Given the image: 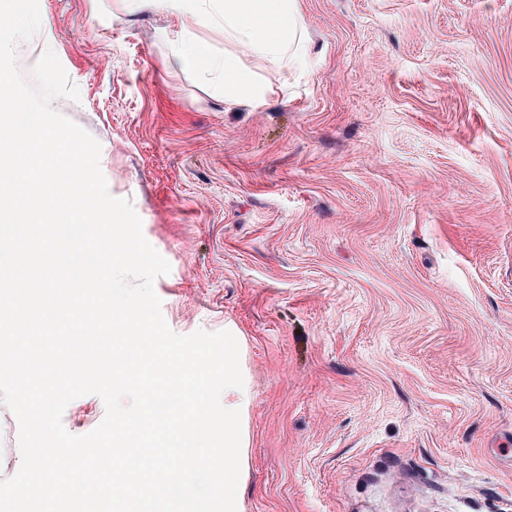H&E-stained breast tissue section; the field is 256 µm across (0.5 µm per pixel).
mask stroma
I'll list each match as a JSON object with an SVG mask.
<instances>
[{
	"instance_id": "1",
	"label": "stroma",
	"mask_w": 512,
	"mask_h": 512,
	"mask_svg": "<svg viewBox=\"0 0 512 512\" xmlns=\"http://www.w3.org/2000/svg\"><path fill=\"white\" fill-rule=\"evenodd\" d=\"M39 2L18 68L50 49L78 87L53 106L170 264L166 323L242 342L243 512H512V0H298L306 54L229 109L176 18Z\"/></svg>"
}]
</instances>
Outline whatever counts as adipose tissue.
Wrapping results in <instances>:
<instances>
[{
	"label": "adipose tissue",
	"instance_id": "obj_1",
	"mask_svg": "<svg viewBox=\"0 0 512 512\" xmlns=\"http://www.w3.org/2000/svg\"><path fill=\"white\" fill-rule=\"evenodd\" d=\"M130 7L148 6L178 18L180 33L164 32L174 46L173 57L182 64L218 73L228 106L260 104L274 88L258 70L303 51L301 21L296 0H224L223 12H207L203 0H125ZM220 27L224 52L191 35L189 26Z\"/></svg>",
	"mask_w": 512,
	"mask_h": 512
}]
</instances>
